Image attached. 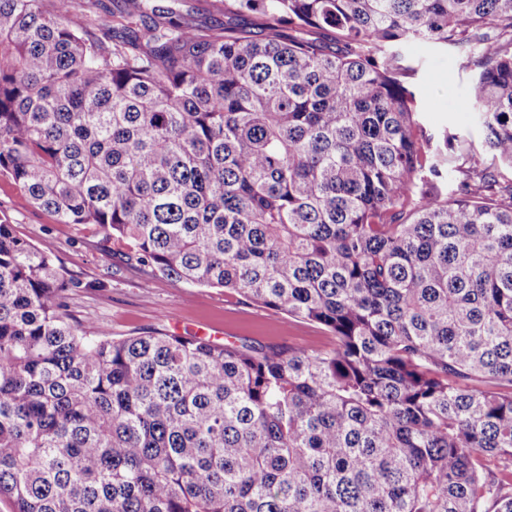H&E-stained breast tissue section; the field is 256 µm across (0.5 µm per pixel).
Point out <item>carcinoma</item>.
Instances as JSON below:
<instances>
[{
    "label": "carcinoma",
    "mask_w": 512,
    "mask_h": 512,
    "mask_svg": "<svg viewBox=\"0 0 512 512\" xmlns=\"http://www.w3.org/2000/svg\"><path fill=\"white\" fill-rule=\"evenodd\" d=\"M223 2L263 37L144 0L110 20L0 0V175L112 253L334 344L88 331L71 280L0 223V497L512 512V0ZM409 43L477 69L481 144L419 124Z\"/></svg>",
    "instance_id": "1"
}]
</instances>
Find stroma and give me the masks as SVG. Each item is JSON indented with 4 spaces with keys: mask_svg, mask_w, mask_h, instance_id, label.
<instances>
[{
    "mask_svg": "<svg viewBox=\"0 0 512 512\" xmlns=\"http://www.w3.org/2000/svg\"><path fill=\"white\" fill-rule=\"evenodd\" d=\"M412 71L404 83L413 92L427 133L444 131L480 139L466 104L474 73L457 50L408 45ZM52 257L76 286L67 293V312L85 327L105 326L113 336L159 331L216 342L258 343L288 348L328 349L333 340L321 325L286 322L283 313L220 288L192 287L150 273L112 254L102 236L79 224H61L30 202L9 178L0 176V223Z\"/></svg>",
    "mask_w": 512,
    "mask_h": 512,
    "instance_id": "stroma-1",
    "label": "stroma"
}]
</instances>
